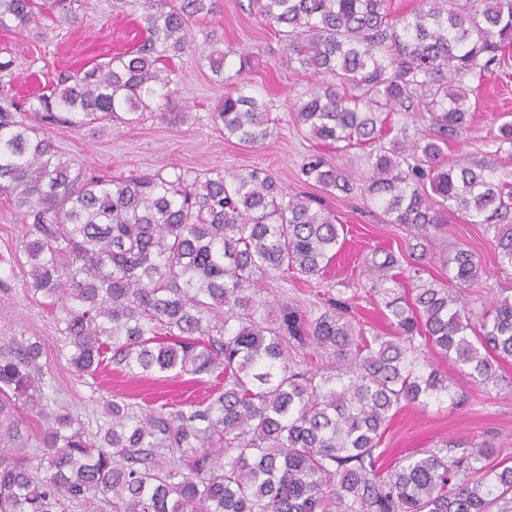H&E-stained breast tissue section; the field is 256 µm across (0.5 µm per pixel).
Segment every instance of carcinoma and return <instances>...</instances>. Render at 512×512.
Masks as SVG:
<instances>
[{
  "instance_id": "obj_1",
  "label": "carcinoma",
  "mask_w": 512,
  "mask_h": 512,
  "mask_svg": "<svg viewBox=\"0 0 512 512\" xmlns=\"http://www.w3.org/2000/svg\"><path fill=\"white\" fill-rule=\"evenodd\" d=\"M76 0H0V27L26 28L42 6L76 19ZM294 70L326 85L294 104L298 126L326 145L368 146L357 179L308 156L305 181L357 187L386 222L428 240L458 212L496 242L512 272V170L445 163L444 147L469 128L474 86L512 47V0H422L394 15L386 0H255ZM146 36L88 69L59 73L26 99L0 85V194L29 224L19 241L28 286L59 311L79 376L105 355L132 375L179 372L224 378L205 404L136 412L108 404L112 427L96 441L77 418L51 409L36 371L40 347L0 351V512H512V465L491 450L432 448L390 466L379 445L406 405L452 398V382L421 356L451 360L475 385L498 381L512 358V299L481 320L465 289L475 254L456 248L450 287L403 277L400 257L375 250L367 288L381 298L390 336H366L332 300L319 312L263 295L266 281L321 273L343 247L331 216L290 195L260 169L224 174L157 172L117 181L87 172L39 132L53 125H133L172 94L160 67L193 47L190 30L220 0H140ZM198 53L224 74V51ZM425 112L429 132L406 126L388 143L387 119ZM224 137L256 146L272 135L268 106L242 81L213 113ZM313 346L327 368L290 351ZM38 413L40 463L15 448L16 404Z\"/></svg>"
}]
</instances>
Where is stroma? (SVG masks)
Wrapping results in <instances>:
<instances>
[{
  "label": "stroma",
  "mask_w": 512,
  "mask_h": 512,
  "mask_svg": "<svg viewBox=\"0 0 512 512\" xmlns=\"http://www.w3.org/2000/svg\"><path fill=\"white\" fill-rule=\"evenodd\" d=\"M74 8L79 18L75 24L57 26L45 17L23 30L0 29V56L14 59L17 84L30 82L38 87L47 70H76L112 56L116 44L128 37L127 21L142 13L137 5L116 9L114 0H76ZM191 35L197 46L213 39L223 49V77L212 73L207 60L185 53L170 63L174 92L162 112L136 126L55 127L48 129V136L65 156L95 175L121 179L158 170L194 175L259 168L290 194L321 197L335 223L344 227L343 251L321 277L273 283V296L304 310L320 307L331 297H344L352 303L349 317L353 322L363 324L369 333L390 335L377 297L362 287L363 266L379 248L403 252V265H410L405 255L412 241L410 232L386 223L381 210L359 192H326L306 183L300 174L305 159L321 149L340 170L360 172L366 167L364 150L323 149L321 142L297 126L293 105L315 80L289 69L283 41L261 20L252 0H222L220 15L193 25ZM243 53L251 55L252 68L241 77L237 70ZM243 79L267 103L274 120L272 136L254 148L225 140L212 119L224 95ZM479 97V112L463 139L449 141L447 158L461 166L493 162L512 169V147L501 149L496 144L504 115L512 116V62L494 69ZM170 112H184L188 118L175 123L166 118ZM26 230L22 214L7 196H0V346L15 339L40 344L38 363L44 387L55 399L54 410L78 416L84 431L92 436L111 426L107 405L112 400L156 407L204 398L213 383L206 375L178 377L169 372L141 379L108 367L93 378L76 376L56 312L42 295L28 288L23 276L24 257L17 245ZM458 246L470 248L481 264L482 273L470 289L475 312L487 309L494 296H512V274L497 272L491 237L480 225L465 223L453 213L425 244L424 283H446L448 255ZM435 363L453 381V401L404 407L383 436L380 448L385 457L469 442L491 447L495 459H512V360L497 365L498 382L485 389L474 386L451 361L439 357Z\"/></svg>",
  "instance_id": "1"
}]
</instances>
